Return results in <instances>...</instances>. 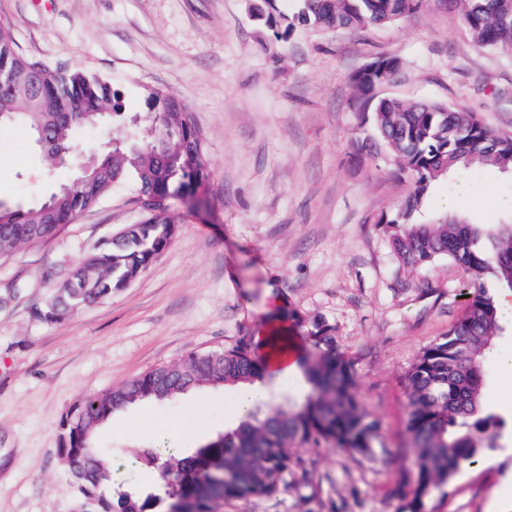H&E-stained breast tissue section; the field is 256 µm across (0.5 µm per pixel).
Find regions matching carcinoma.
Listing matches in <instances>:
<instances>
[{
    "label": "carcinoma",
    "mask_w": 512,
    "mask_h": 512,
    "mask_svg": "<svg viewBox=\"0 0 512 512\" xmlns=\"http://www.w3.org/2000/svg\"><path fill=\"white\" fill-rule=\"evenodd\" d=\"M424 0H297L288 30L299 24L327 29L369 28L414 13ZM462 19L484 47L512 48V0H458ZM377 69L353 75L371 112L376 135L414 180L412 195L389 221V241L405 265L427 266L440 258L461 264L469 276L467 301L443 336L427 344L406 374L407 430L413 473L401 476L394 493L408 500L409 512H425V499L444 492L464 467L479 464L494 450L503 426L481 404L484 362L502 330L494 300L484 288L492 276L512 290V219L500 224H471L465 218L437 216L414 224L429 186L450 173L494 169L512 171V136L489 129L471 112L445 104L373 101L371 92L399 69L394 57L378 59ZM41 74L39 95L25 88L0 89L4 124L21 123L45 134L44 168L52 172L72 149L80 126L95 127L103 114L121 115L120 96L112 84L80 70L50 68L18 53L8 24L0 23V80L6 74ZM72 105L77 120L54 110ZM148 137L112 138L101 154L102 172L90 173L27 210H0V260L21 246L37 247L56 236L64 224L96 205L112 189L132 182L141 202L158 200L139 224H125L112 238L87 253L51 295L33 308L36 318L59 322L81 307L103 303L128 287L169 246L176 217L166 201L195 194L208 179L200 136L187 107L155 93ZM305 340L316 353L306 367L309 390L293 404H265L266 413L249 415L207 445L184 454L177 448H137L132 457L142 470L170 475L163 494L141 497L128 492L105 496L112 482V457L95 446L98 429L115 409L143 400L175 399L193 388L234 387L263 379V366L252 340L207 352H192L180 362L154 367L102 396L82 398L62 421V455L79 479L76 512H213L218 502L263 497L288 478L312 477L296 453L303 444L348 448L362 457L375 454L378 423L354 393L351 359L336 346L333 328L320 319L306 325Z\"/></svg>",
    "instance_id": "1"
}]
</instances>
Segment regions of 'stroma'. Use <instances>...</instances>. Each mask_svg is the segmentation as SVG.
Segmentation results:
<instances>
[{"instance_id":"obj_1","label":"stroma","mask_w":512,"mask_h":512,"mask_svg":"<svg viewBox=\"0 0 512 512\" xmlns=\"http://www.w3.org/2000/svg\"><path fill=\"white\" fill-rule=\"evenodd\" d=\"M254 0H0L18 51L50 67L80 69L117 89L125 116L146 115L160 92L184 103L210 169L194 197L170 200L179 216L170 245L139 280L60 323L35 319L46 288L65 279L98 242L145 217L132 184L115 187L55 238L0 262V512H74L77 486L60 455L61 423L83 397L111 392L151 368L234 344L262 330L275 308L322 319L352 359L356 394L379 423L383 453L363 459L328 445L299 447L309 483H289L216 512H400L393 496L412 460L403 450L405 376L420 350L444 335L466 303V271L443 258L402 266L386 225L414 189L411 175L374 137L352 77L381 57L399 73L375 97L429 101L475 113L512 135V50L478 46L457 0L372 28L270 26ZM30 130L0 128V203L43 202L72 171H40ZM460 213L497 224L512 211V172L471 174ZM24 285L22 294L7 288ZM489 358L485 411L504 419L496 448L458 473L438 512H494L512 495V316ZM236 392L201 388L176 399L125 406L97 433L115 482L156 492L153 474L130 465L134 448L189 453L233 429ZM193 419V439L173 431ZM138 422L126 432L121 420Z\"/></svg>"}]
</instances>
